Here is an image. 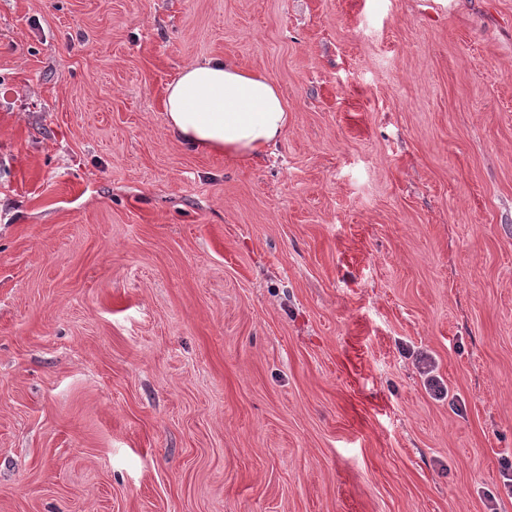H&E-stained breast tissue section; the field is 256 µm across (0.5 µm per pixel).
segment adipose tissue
<instances>
[{
  "mask_svg": "<svg viewBox=\"0 0 512 512\" xmlns=\"http://www.w3.org/2000/svg\"><path fill=\"white\" fill-rule=\"evenodd\" d=\"M164 118L192 150L257 164L288 128V102L266 74L212 57L186 64L168 85Z\"/></svg>",
  "mask_w": 512,
  "mask_h": 512,
  "instance_id": "1",
  "label": "adipose tissue"
}]
</instances>
